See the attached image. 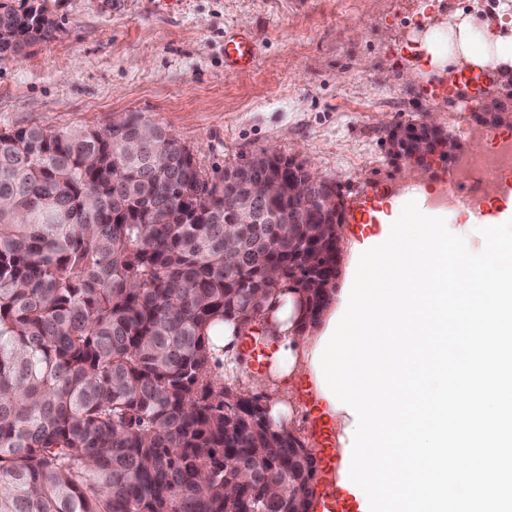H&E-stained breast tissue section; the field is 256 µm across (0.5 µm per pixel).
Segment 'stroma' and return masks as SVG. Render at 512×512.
Segmentation results:
<instances>
[{
  "instance_id": "1",
  "label": "stroma",
  "mask_w": 512,
  "mask_h": 512,
  "mask_svg": "<svg viewBox=\"0 0 512 512\" xmlns=\"http://www.w3.org/2000/svg\"><path fill=\"white\" fill-rule=\"evenodd\" d=\"M55 37L0 59V130L31 125L104 128L138 112L165 126L212 172L274 147L308 158L344 202L343 239L358 241L389 213L405 181L436 193L448 159L420 167L390 150L396 123L435 122L464 151L473 122L459 94L491 92L512 79L495 68L461 70L427 30L446 20L512 36L486 0L467 11L450 0H40ZM253 37L256 58L224 66V37ZM442 58L430 65L431 56ZM294 427L312 434L318 459L333 461L331 425L306 390Z\"/></svg>"
}]
</instances>
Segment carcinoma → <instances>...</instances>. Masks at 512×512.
<instances>
[{"mask_svg":"<svg viewBox=\"0 0 512 512\" xmlns=\"http://www.w3.org/2000/svg\"><path fill=\"white\" fill-rule=\"evenodd\" d=\"M54 31L44 9L0 0V58ZM262 177L207 173L137 112L104 131L0 130V512L294 508L267 487L303 488L312 467L263 397L226 394L207 330L255 324L288 287L316 316L336 214L282 234L299 206L285 168L240 219Z\"/></svg>","mask_w":512,"mask_h":512,"instance_id":"carcinoma-1","label":"carcinoma"}]
</instances>
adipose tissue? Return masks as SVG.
<instances>
[{
  "label": "adipose tissue",
  "mask_w": 512,
  "mask_h": 512,
  "mask_svg": "<svg viewBox=\"0 0 512 512\" xmlns=\"http://www.w3.org/2000/svg\"><path fill=\"white\" fill-rule=\"evenodd\" d=\"M489 52L475 51L471 45L468 30H461L459 52L455 62L459 68H483L490 64H512V37L498 34L488 36ZM341 288H334L328 307L317 323L304 324L301 314L294 309L291 294L276 295L277 307L273 320L278 328L268 335L265 347L266 360L271 373L287 380H300L315 377L313 354L319 341L328 328L330 318L338 311L342 299Z\"/></svg>",
  "instance_id": "obj_1"
}]
</instances>
